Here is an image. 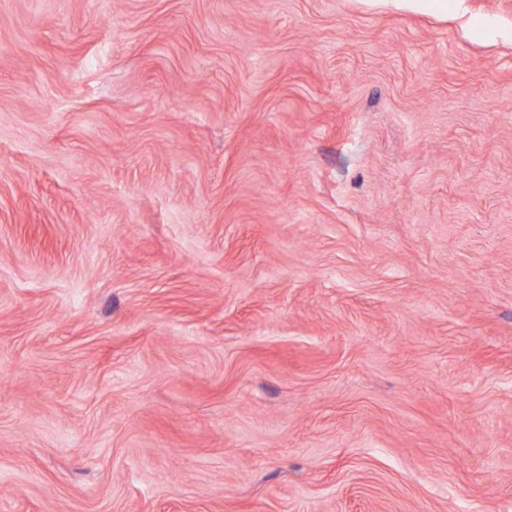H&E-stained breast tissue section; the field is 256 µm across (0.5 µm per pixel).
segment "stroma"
Masks as SVG:
<instances>
[{"mask_svg":"<svg viewBox=\"0 0 512 512\" xmlns=\"http://www.w3.org/2000/svg\"><path fill=\"white\" fill-rule=\"evenodd\" d=\"M0 512H512V0H0Z\"/></svg>","mask_w":512,"mask_h":512,"instance_id":"obj_1","label":"stroma"}]
</instances>
